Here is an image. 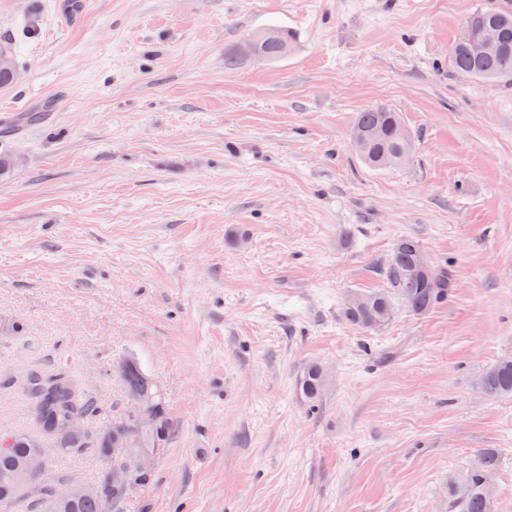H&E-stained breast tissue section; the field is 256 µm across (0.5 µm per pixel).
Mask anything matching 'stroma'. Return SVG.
I'll use <instances>...</instances> for the list:
<instances>
[{"instance_id": "1", "label": "stroma", "mask_w": 512, "mask_h": 512, "mask_svg": "<svg viewBox=\"0 0 512 512\" xmlns=\"http://www.w3.org/2000/svg\"><path fill=\"white\" fill-rule=\"evenodd\" d=\"M512 0H0L20 76L0 87V426L29 370L112 360L161 387L172 432L123 512H447L497 449L512 512V82L456 74L468 13ZM284 59L224 67L256 30ZM385 105L412 139L375 170L351 141ZM401 235L453 287L424 316L345 322ZM318 364L316 402L297 391ZM280 33V39L276 42H270L263 45L262 50L265 56L270 58L272 61H276L281 59L282 57L287 55V53L291 50L293 44V35L285 30H278ZM277 38V33L271 30H266L260 35L257 36L255 40L250 43V53L257 56L256 59H265L268 60L263 54H261L256 48L255 44L269 39ZM479 389L488 396L512 394V359H502L486 370L479 378Z\"/></svg>"}]
</instances>
